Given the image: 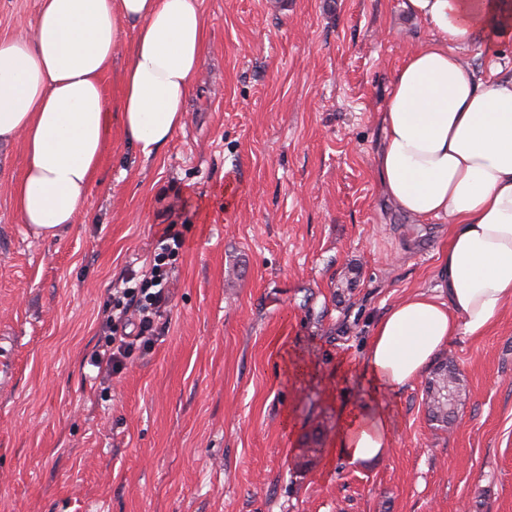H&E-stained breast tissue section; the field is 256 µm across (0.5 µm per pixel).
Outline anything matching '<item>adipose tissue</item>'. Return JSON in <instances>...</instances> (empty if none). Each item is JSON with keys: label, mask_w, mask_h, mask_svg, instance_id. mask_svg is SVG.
<instances>
[{"label": "adipose tissue", "mask_w": 512, "mask_h": 512, "mask_svg": "<svg viewBox=\"0 0 512 512\" xmlns=\"http://www.w3.org/2000/svg\"><path fill=\"white\" fill-rule=\"evenodd\" d=\"M204 0H40L31 35L0 37V148L21 145L10 194L22 222L53 237L83 212L102 152L120 134L155 157L188 119L207 48ZM436 38L396 69L381 114L377 170L388 200L425 222L448 217L437 282L392 305L375 323L364 362L379 391L419 380L457 336L481 337L512 306V72L487 76L455 42L512 40V0H404ZM125 48L118 99L104 77ZM354 461L391 442L377 409L336 433Z\"/></svg>", "instance_id": "obj_1"}]
</instances>
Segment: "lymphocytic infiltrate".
<instances>
[{"instance_id":"1","label":"lymphocytic infiltrate","mask_w":512,"mask_h":512,"mask_svg":"<svg viewBox=\"0 0 512 512\" xmlns=\"http://www.w3.org/2000/svg\"><path fill=\"white\" fill-rule=\"evenodd\" d=\"M183 247L181 232L175 225H167L156 241L149 274L130 272L121 287L111 290L99 321L102 344L90 360L101 383L111 382L135 351H150L164 335L167 325L163 317L171 301V261Z\"/></svg>"}]
</instances>
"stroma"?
<instances>
[{"instance_id": "35a3bbf8", "label": "stroma", "mask_w": 512, "mask_h": 512, "mask_svg": "<svg viewBox=\"0 0 512 512\" xmlns=\"http://www.w3.org/2000/svg\"><path fill=\"white\" fill-rule=\"evenodd\" d=\"M402 2L204 0L186 126L149 160L113 135L56 237L21 223L24 152L0 150V512H512L511 309L442 350L461 386L447 428L426 379L382 395L362 367L378 318L434 285L448 237L375 172L393 74L434 36ZM455 50L477 74L512 70L511 42ZM169 224L185 239L169 329L102 390L96 317ZM379 407L389 448L351 462L343 416Z\"/></svg>"}]
</instances>
